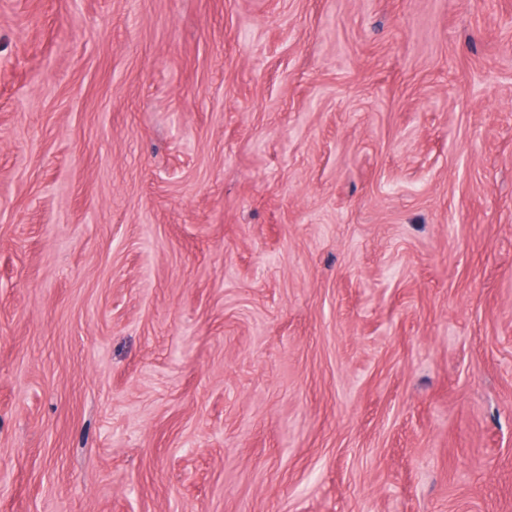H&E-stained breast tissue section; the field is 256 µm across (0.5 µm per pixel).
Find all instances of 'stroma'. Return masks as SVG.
<instances>
[{
    "mask_svg": "<svg viewBox=\"0 0 512 512\" xmlns=\"http://www.w3.org/2000/svg\"><path fill=\"white\" fill-rule=\"evenodd\" d=\"M0 512H512V0H0Z\"/></svg>",
    "mask_w": 512,
    "mask_h": 512,
    "instance_id": "stroma-1",
    "label": "stroma"
}]
</instances>
